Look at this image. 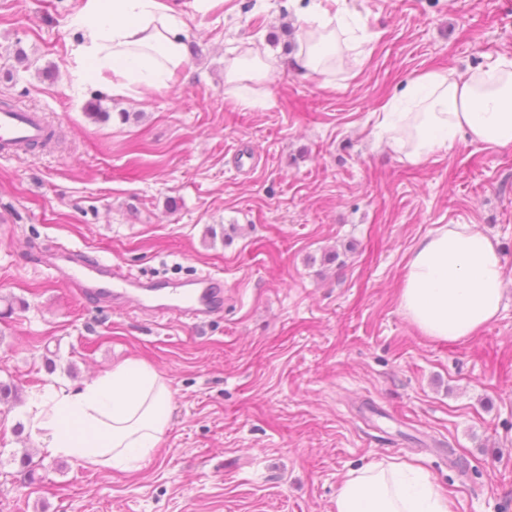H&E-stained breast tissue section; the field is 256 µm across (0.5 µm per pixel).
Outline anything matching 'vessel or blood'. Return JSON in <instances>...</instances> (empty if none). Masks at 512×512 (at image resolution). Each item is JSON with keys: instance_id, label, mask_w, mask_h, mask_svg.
Listing matches in <instances>:
<instances>
[{"instance_id": "obj_1", "label": "vessel or blood", "mask_w": 512, "mask_h": 512, "mask_svg": "<svg viewBox=\"0 0 512 512\" xmlns=\"http://www.w3.org/2000/svg\"><path fill=\"white\" fill-rule=\"evenodd\" d=\"M46 135L47 125L38 113L16 108L0 109L1 157L41 143ZM56 253L64 264L61 277L84 296L122 301L160 313L174 311L196 322L218 312L224 303L223 282L211 274L166 288L125 277L112 266L68 247L57 248Z\"/></svg>"}]
</instances>
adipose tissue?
Returning <instances> with one entry per match:
<instances>
[{
    "mask_svg": "<svg viewBox=\"0 0 512 512\" xmlns=\"http://www.w3.org/2000/svg\"><path fill=\"white\" fill-rule=\"evenodd\" d=\"M346 0H310L301 8L295 61L335 81L355 77L373 48L349 23ZM184 10L175 0H79L69 18L76 74L113 93L161 89L186 60ZM273 59L254 48L227 59L224 92L248 107L260 102ZM405 111L386 104L379 136L400 160L418 164L460 142L512 145V55L463 74L429 71L403 89ZM504 299V270L492 241L470 224L422 239L411 253L399 307L425 335L459 341L493 322ZM172 391L145 362L128 360L81 386L52 387L27 408V433L46 453L93 469L132 471L154 454L170 421ZM335 512H449L447 498L408 462H380L351 472Z\"/></svg>",
    "mask_w": 512,
    "mask_h": 512,
    "instance_id": "ef3b65f1",
    "label": "adipose tissue"
}]
</instances>
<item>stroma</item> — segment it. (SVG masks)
Returning a JSON list of instances; mask_svg holds the SVG:
<instances>
[{
	"instance_id": "35a3bbf8",
	"label": "stroma",
	"mask_w": 512,
	"mask_h": 512,
	"mask_svg": "<svg viewBox=\"0 0 512 512\" xmlns=\"http://www.w3.org/2000/svg\"><path fill=\"white\" fill-rule=\"evenodd\" d=\"M77 4L0 0V99L60 132L0 157V381L19 390L0 402V512H334L349 473L392 460L450 512H512V145L410 164L374 136L417 74L512 54V0H347L374 52L333 83L287 51L290 0H211L168 86L123 95L73 76ZM249 43L277 66L256 108L224 93ZM449 224L490 236L507 276L464 341L422 336L398 303L413 248ZM59 245L144 280L216 275L224 308L196 325L79 296L50 266ZM131 359L173 391L151 460L95 470L32 447L34 393Z\"/></svg>"
}]
</instances>
